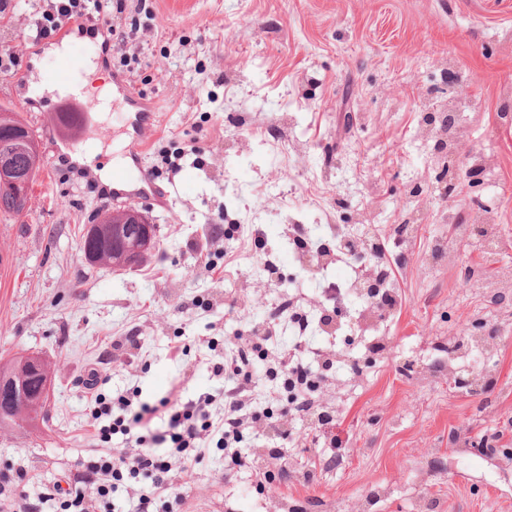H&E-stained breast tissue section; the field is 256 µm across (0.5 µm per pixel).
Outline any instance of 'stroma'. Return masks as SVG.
Instances as JSON below:
<instances>
[{"label":"stroma","mask_w":512,"mask_h":512,"mask_svg":"<svg viewBox=\"0 0 512 512\" xmlns=\"http://www.w3.org/2000/svg\"><path fill=\"white\" fill-rule=\"evenodd\" d=\"M45 4L26 0L0 24V42L29 74L56 58L55 39H33ZM16 74L0 70V106L26 119L50 155L54 100ZM121 77L163 120L145 134L141 158L166 197L135 199L158 244L122 271L88 264L80 252L84 225L114 206L81 174L124 162L134 111L109 114L95 150L43 164L26 212L0 214V358L39 353L55 373L47 419L0 429V472L26 466L33 497L74 472L93 431L79 381L93 372L109 395L136 386L155 400L176 385L186 398L212 394L210 411L221 416V380L186 371L170 356L171 340L180 338L189 357L220 362L224 337L247 335L293 300L312 321L307 343L341 353L332 384L316 394L337 413L322 452L304 437L307 412L294 416L288 439L245 433L242 454L288 453L289 480L268 483L248 467L227 471L209 437L205 460L178 478L183 512H361L375 488L385 492L376 512H415L422 499L439 501L442 512H512V292L487 312L479 285L462 287L451 266L420 261L447 233L440 213L468 219L478 205L505 240L488 265L512 266V126L499 121L512 113V0H142L134 37L99 53L87 75L89 101ZM450 102L462 142L454 167L475 151L490 160L451 193L419 133L423 109ZM193 141L202 155L169 171L162 152ZM416 207L432 216L405 244L408 260L393 281L398 304L380 319L384 351L325 335L322 282L351 269L298 275L291 225L328 240L335 225L350 229L365 215L385 236ZM220 215L234 219L232 235ZM270 262L278 275H269ZM478 321L498 327V346L475 352L471 370L496 373L497 384L481 391L442 375L424 380L445 357L441 344ZM127 336L139 337V349H113ZM336 445L346 455L323 467Z\"/></svg>","instance_id":"1"}]
</instances>
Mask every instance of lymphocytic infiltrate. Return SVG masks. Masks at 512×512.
Masks as SVG:
<instances>
[{
    "label": "lymphocytic infiltrate",
    "instance_id": "lymphocytic-infiltrate-1",
    "mask_svg": "<svg viewBox=\"0 0 512 512\" xmlns=\"http://www.w3.org/2000/svg\"><path fill=\"white\" fill-rule=\"evenodd\" d=\"M136 9L133 0H50L37 21V35L49 39L70 26L94 23L106 29L108 39L120 49L127 39L120 22ZM273 335L269 324L256 323L248 335L225 337L223 362L206 363L210 375L224 380V414L217 420L208 411L212 402L208 395L187 402L164 396L149 403L141 400L136 389L111 399L91 392L90 413L101 426L87 456L78 461L81 471L76 479L65 485L54 484L33 503L23 493L32 481L29 470L21 464L13 466L0 474V512H40L44 505L52 507L53 512H115L112 494L128 481L151 487L150 492L139 496L136 512H156V500L161 496L172 505H182L186 494L178 475L204 459L206 451L201 443L215 432L220 435L227 470L249 465V458L238 449L245 429L283 438L288 434L290 416L286 409H250L245 394L252 379L249 354L265 357L266 377L297 391L308 388L314 375L328 382L335 368L331 355L310 349L302 341L287 353L268 357L266 345ZM161 416L166 417L167 428L153 432L151 425ZM117 434L123 437V447L107 449V442Z\"/></svg>",
    "mask_w": 512,
    "mask_h": 512
}]
</instances>
